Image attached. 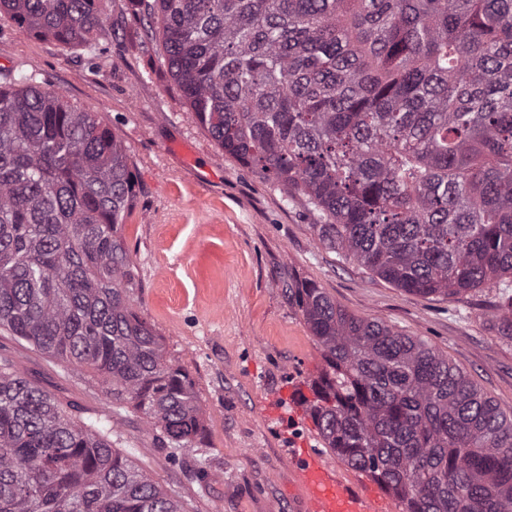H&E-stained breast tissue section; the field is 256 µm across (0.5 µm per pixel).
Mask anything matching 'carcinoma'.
I'll return each mask as SVG.
<instances>
[{
    "label": "carcinoma",
    "mask_w": 512,
    "mask_h": 512,
    "mask_svg": "<svg viewBox=\"0 0 512 512\" xmlns=\"http://www.w3.org/2000/svg\"><path fill=\"white\" fill-rule=\"evenodd\" d=\"M190 112L317 215L324 246L396 287L512 286V0H137ZM103 0H0L23 33L89 48ZM136 184L112 130L20 73L0 81V330L93 370L82 419L0 356V512H185L112 448L122 412L174 455L196 383L132 304ZM322 349L325 447L402 512H512V415L427 340L288 282Z\"/></svg>",
    "instance_id": "1"
}]
</instances>
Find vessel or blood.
Masks as SVG:
<instances>
[{"label": "vessel or blood", "instance_id": "b4317fda", "mask_svg": "<svg viewBox=\"0 0 512 512\" xmlns=\"http://www.w3.org/2000/svg\"><path fill=\"white\" fill-rule=\"evenodd\" d=\"M293 466L301 487L303 512H377L374 495L339 478L317 449H302Z\"/></svg>", "mask_w": 512, "mask_h": 512}]
</instances>
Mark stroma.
I'll return each instance as SVG.
<instances>
[{
	"label": "stroma",
	"instance_id": "35a3bbf8",
	"mask_svg": "<svg viewBox=\"0 0 512 512\" xmlns=\"http://www.w3.org/2000/svg\"><path fill=\"white\" fill-rule=\"evenodd\" d=\"M100 56L21 33L0 14V74L47 81L108 125L126 148L136 194L123 220L138 286L133 306L193 377L203 440L171 458L143 416L124 413L117 451L178 496L187 512H293L295 450L320 447L302 404L325 367L289 279L316 283L356 316L427 339L512 413V337L502 292L453 298L395 287L322 245L314 216L224 153L188 111L135 0H103ZM84 419L108 404L92 370H64L0 332V354Z\"/></svg>",
	"mask_w": 512,
	"mask_h": 512
}]
</instances>
